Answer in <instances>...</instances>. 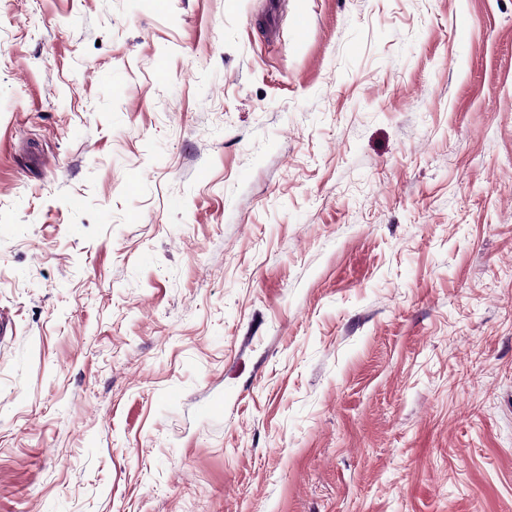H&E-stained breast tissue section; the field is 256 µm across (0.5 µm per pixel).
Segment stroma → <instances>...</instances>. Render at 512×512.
Masks as SVG:
<instances>
[{"instance_id": "obj_1", "label": "stroma", "mask_w": 512, "mask_h": 512, "mask_svg": "<svg viewBox=\"0 0 512 512\" xmlns=\"http://www.w3.org/2000/svg\"><path fill=\"white\" fill-rule=\"evenodd\" d=\"M0 512H512V0H0Z\"/></svg>"}]
</instances>
